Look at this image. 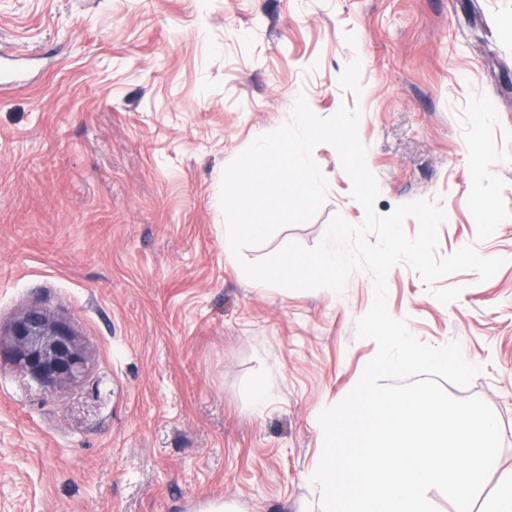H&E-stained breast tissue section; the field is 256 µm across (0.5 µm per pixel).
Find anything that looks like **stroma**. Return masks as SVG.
<instances>
[{"instance_id": "stroma-1", "label": "stroma", "mask_w": 512, "mask_h": 512, "mask_svg": "<svg viewBox=\"0 0 512 512\" xmlns=\"http://www.w3.org/2000/svg\"><path fill=\"white\" fill-rule=\"evenodd\" d=\"M512 0H0V55L25 73L0 98V333L43 306L92 353L48 392L0 362V512H322L308 482L318 417L377 346L374 299L255 288L241 260L321 243L364 218L330 144L309 221L225 253V167L292 119L359 110L378 213L424 199L437 257L504 264L426 286L387 274V308L419 341L459 343L480 372L455 397L494 411L502 449L475 502L512 486ZM489 198L484 213L476 194ZM462 293L444 304L434 289ZM267 379L271 396L252 389Z\"/></svg>"}]
</instances>
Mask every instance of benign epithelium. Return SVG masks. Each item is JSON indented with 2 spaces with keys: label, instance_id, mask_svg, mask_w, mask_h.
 <instances>
[{
  "label": "benign epithelium",
  "instance_id": "benign-epithelium-1",
  "mask_svg": "<svg viewBox=\"0 0 512 512\" xmlns=\"http://www.w3.org/2000/svg\"><path fill=\"white\" fill-rule=\"evenodd\" d=\"M8 336V346L0 345V357L42 389L55 390L83 378L88 354L69 321L33 308L12 323Z\"/></svg>",
  "mask_w": 512,
  "mask_h": 512
}]
</instances>
